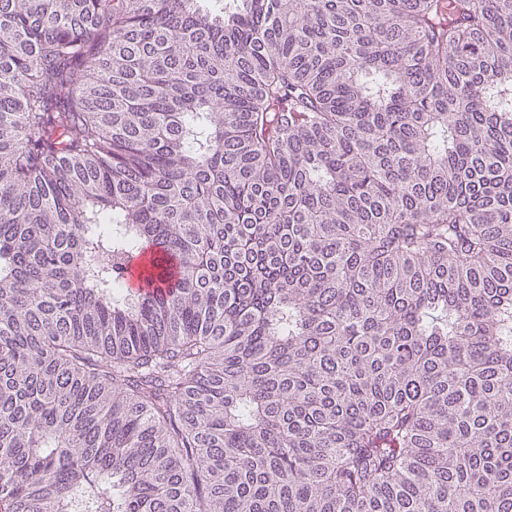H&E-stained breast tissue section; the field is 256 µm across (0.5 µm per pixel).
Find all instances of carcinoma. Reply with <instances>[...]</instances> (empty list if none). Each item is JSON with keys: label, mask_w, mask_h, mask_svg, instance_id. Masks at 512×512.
<instances>
[{"label": "carcinoma", "mask_w": 512, "mask_h": 512, "mask_svg": "<svg viewBox=\"0 0 512 512\" xmlns=\"http://www.w3.org/2000/svg\"><path fill=\"white\" fill-rule=\"evenodd\" d=\"M0 512H512V0H0Z\"/></svg>", "instance_id": "1"}]
</instances>
